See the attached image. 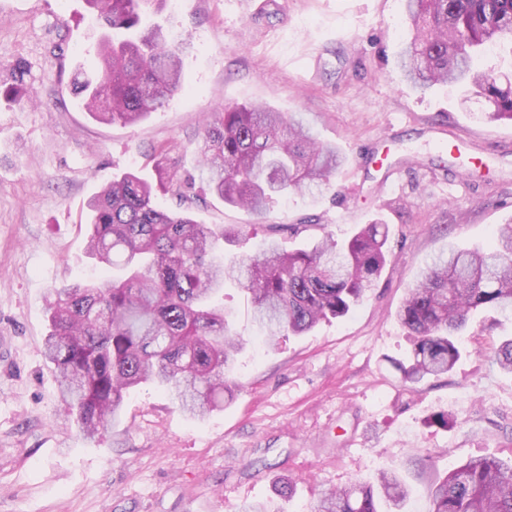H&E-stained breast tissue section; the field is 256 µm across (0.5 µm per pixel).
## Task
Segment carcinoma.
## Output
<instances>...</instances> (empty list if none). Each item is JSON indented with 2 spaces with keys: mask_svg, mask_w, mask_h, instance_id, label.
Returning a JSON list of instances; mask_svg holds the SVG:
<instances>
[{
  "mask_svg": "<svg viewBox=\"0 0 512 512\" xmlns=\"http://www.w3.org/2000/svg\"><path fill=\"white\" fill-rule=\"evenodd\" d=\"M108 28L96 43V67L75 89L87 112L105 123L132 124L184 91V40L144 24L143 6L164 0H86ZM413 33L399 52L405 78L418 90L456 85L465 99L489 104L491 121L512 122V86L477 68L479 50L512 42V0H406ZM25 74L0 81V99L28 103ZM201 176L225 203L254 214L286 191L313 194L345 161L317 142L295 116L255 106H226L203 126ZM161 208L151 184L126 172L86 203L89 254L123 272L52 289L44 355L54 366L79 433L93 440L119 421L127 392L149 383L192 418L224 406L235 384L227 368L245 339L232 333L216 300L234 283L247 292L254 320L275 337L300 335L320 321L346 316L386 264L389 226L365 224L351 238L323 235L286 251L268 240L253 253L224 259L221 246L241 230L203 224L189 212ZM512 319V225L488 249L448 246L406 292L397 313L411 342L403 379L418 383L450 372L461 332L479 311ZM494 364L512 373V337ZM409 490L395 473L336 490L315 512H404ZM431 512H512V463L469 459L436 479Z\"/></svg>",
  "mask_w": 512,
  "mask_h": 512,
  "instance_id": "cac0c4a2",
  "label": "carcinoma"
}]
</instances>
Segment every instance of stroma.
Segmentation results:
<instances>
[{
	"label": "stroma",
	"instance_id": "obj_1",
	"mask_svg": "<svg viewBox=\"0 0 512 512\" xmlns=\"http://www.w3.org/2000/svg\"><path fill=\"white\" fill-rule=\"evenodd\" d=\"M178 0L151 15L188 39L185 91L134 125L96 121L73 91L94 69L100 28L86 0H0V80L25 66L31 99L0 102V512H236L267 501L313 512L330 491L400 474L410 503L429 512L432 480L466 460H512V374L493 363L512 323L473 321L447 375L404 382L410 342L396 313L407 288L449 243L488 248L512 222V122L458 89L421 92L398 51L411 33L404 0ZM227 104L294 112L344 166L320 193H282L263 216L212 194L196 139ZM460 137V153L440 140ZM177 173L205 224H236L263 243L272 224H300L279 243L344 239L378 220L390 228L386 265L342 318L279 344L253 323L247 296L224 288L233 329L247 343L229 371L223 410L186 417L149 384L125 400L121 423L90 441L66 418L43 355L48 290L96 278L85 203L126 171L155 183ZM447 412L451 428L430 425ZM437 450L424 463L426 449ZM289 481L282 500L275 486Z\"/></svg>",
	"mask_w": 512,
	"mask_h": 512
}]
</instances>
